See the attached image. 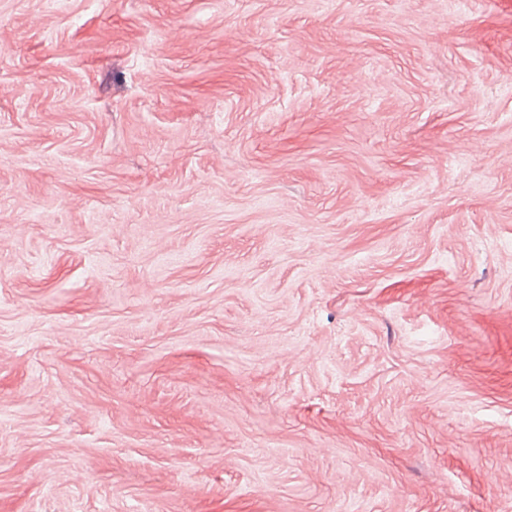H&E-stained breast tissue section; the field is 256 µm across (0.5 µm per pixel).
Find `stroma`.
Instances as JSON below:
<instances>
[{
	"mask_svg": "<svg viewBox=\"0 0 512 512\" xmlns=\"http://www.w3.org/2000/svg\"><path fill=\"white\" fill-rule=\"evenodd\" d=\"M0 0V512H512V0Z\"/></svg>",
	"mask_w": 512,
	"mask_h": 512,
	"instance_id": "35a3bbf8",
	"label": "stroma"
}]
</instances>
